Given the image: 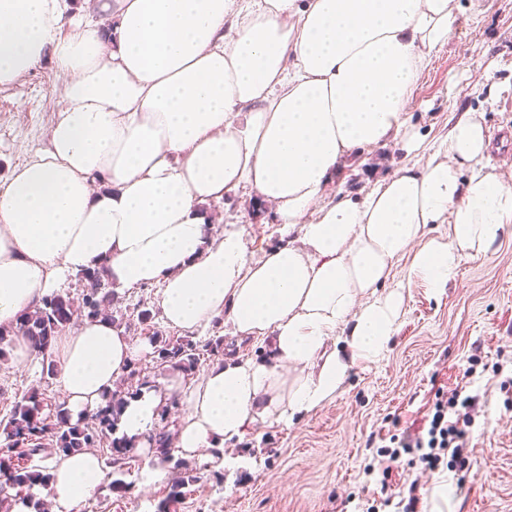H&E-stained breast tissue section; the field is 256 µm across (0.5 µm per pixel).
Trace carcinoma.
<instances>
[{
	"label": "carcinoma",
	"instance_id": "carcinoma-1",
	"mask_svg": "<svg viewBox=\"0 0 512 512\" xmlns=\"http://www.w3.org/2000/svg\"><path fill=\"white\" fill-rule=\"evenodd\" d=\"M80 278L88 283L89 288L79 305H74L69 295H52L42 301V306L24 313L14 328L0 329V360L7 358L6 348L12 345L13 337L24 336L38 349L47 363V370L53 372L52 344L61 330L78 319L93 321L108 317L107 304L112 301L113 294L103 291L104 275L99 271H87L80 273ZM153 343L155 362L183 373L195 370L201 357L224 352L222 336L202 340L185 335L167 340L155 331ZM123 404L124 396L114 393L109 400L111 413L101 412L85 421L73 423L64 405L56 404L51 408L35 391L16 401L0 429L3 435V443L0 444V512H9L10 489L17 491L16 501L23 502L29 512H46L45 502L29 493V489L48 485L52 479L51 472L41 465L28 466L20 462L14 449L23 448V455L31 461H45L97 447L107 438L108 432L114 430ZM110 448L109 467L123 470L127 460L132 458V447L115 438ZM155 453L162 463L173 461L175 466L185 467L182 460L175 459L172 443L163 431L159 432Z\"/></svg>",
	"mask_w": 512,
	"mask_h": 512
}]
</instances>
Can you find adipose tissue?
Here are the masks:
<instances>
[{
	"mask_svg": "<svg viewBox=\"0 0 512 512\" xmlns=\"http://www.w3.org/2000/svg\"><path fill=\"white\" fill-rule=\"evenodd\" d=\"M0 0V88L50 59L67 76L46 147L0 185V327L86 270L119 288L160 285V316L192 332L223 319L263 344L189 382L126 397L115 434L149 447L160 410L187 411L175 446L195 455L258 420L292 424L379 360L403 313L396 261L443 289L512 228V187L471 111L440 143L405 115L456 0ZM396 139L412 164L356 198L329 200L340 165ZM290 238L259 258L212 204L242 192ZM447 225L444 234L436 225ZM148 339L107 320L55 340L57 382L78 421L106 408ZM105 476L92 451L56 459L45 493L76 512Z\"/></svg>",
	"mask_w": 512,
	"mask_h": 512,
	"instance_id": "obj_1",
	"label": "adipose tissue"
}]
</instances>
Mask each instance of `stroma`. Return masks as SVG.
Segmentation results:
<instances>
[{"instance_id":"35a3bbf8","label":"stroma","mask_w":512,"mask_h":512,"mask_svg":"<svg viewBox=\"0 0 512 512\" xmlns=\"http://www.w3.org/2000/svg\"><path fill=\"white\" fill-rule=\"evenodd\" d=\"M458 5L447 43L419 77L408 122L434 143L460 112L471 110L489 132L512 135V0ZM65 81L47 60L0 89V183L45 148ZM404 162L392 141L355 152L329 195L368 192ZM215 211L221 224L243 229L249 257L283 240L274 206L254 208L251 194L229 197ZM408 266L401 260L394 268L406 305L382 359L353 369L334 398L293 424L256 423L227 454L223 483L205 474L170 500L184 470L160 463L147 448L118 477H104L80 512H366L371 506L392 512L380 484L366 480L364 465L374 448L418 427L436 393L458 387L474 398L472 452L448 474L460 493L441 498L433 492L434 475L404 462L394 464L391 484L418 480L422 512H512V384L503 385L496 372L497 364L512 361V231L488 254L463 262L443 290L408 279ZM159 294L155 286L116 290V311L131 336L145 335L138 302L156 308ZM34 389L51 404L65 399L42 362L0 363V420ZM116 479L123 484L117 491Z\"/></svg>"}]
</instances>
